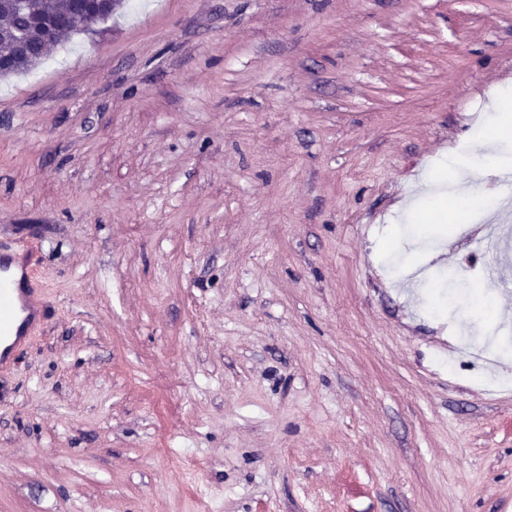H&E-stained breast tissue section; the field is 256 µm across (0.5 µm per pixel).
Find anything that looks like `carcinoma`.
Segmentation results:
<instances>
[{
	"label": "carcinoma",
	"mask_w": 512,
	"mask_h": 512,
	"mask_svg": "<svg viewBox=\"0 0 512 512\" xmlns=\"http://www.w3.org/2000/svg\"><path fill=\"white\" fill-rule=\"evenodd\" d=\"M76 0H27V9L16 11L10 7L9 0H0V53L9 55L10 67L0 70V79L24 73L34 68L54 47L64 44L74 35L91 30L92 25L99 23L98 15H85L86 24L78 29L61 26L47 42L35 20L40 16L53 15L65 17L76 11ZM23 33L27 37L28 48L24 55L10 54L15 35Z\"/></svg>",
	"instance_id": "carcinoma-1"
}]
</instances>
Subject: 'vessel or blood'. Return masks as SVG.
<instances>
[{
	"mask_svg": "<svg viewBox=\"0 0 512 512\" xmlns=\"http://www.w3.org/2000/svg\"><path fill=\"white\" fill-rule=\"evenodd\" d=\"M44 288L38 267L16 264L12 255H0V371L14 368L18 349L30 343L45 315Z\"/></svg>",
	"mask_w": 512,
	"mask_h": 512,
	"instance_id": "b4317fda",
	"label": "vessel or blood"
}]
</instances>
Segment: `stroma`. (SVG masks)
I'll use <instances>...</instances> for the list:
<instances>
[{"label": "stroma", "mask_w": 512, "mask_h": 512, "mask_svg": "<svg viewBox=\"0 0 512 512\" xmlns=\"http://www.w3.org/2000/svg\"><path fill=\"white\" fill-rule=\"evenodd\" d=\"M512 0H124L0 79V512H512L499 251L453 242ZM24 263L20 275L11 274L16 263L12 255H0V371H9L17 361V351L30 343L37 325L46 311L44 288L38 280V263L31 265L35 249L29 245L19 246ZM24 316L19 318V314ZM4 343H9L3 345Z\"/></svg>", "instance_id": "1"}]
</instances>
